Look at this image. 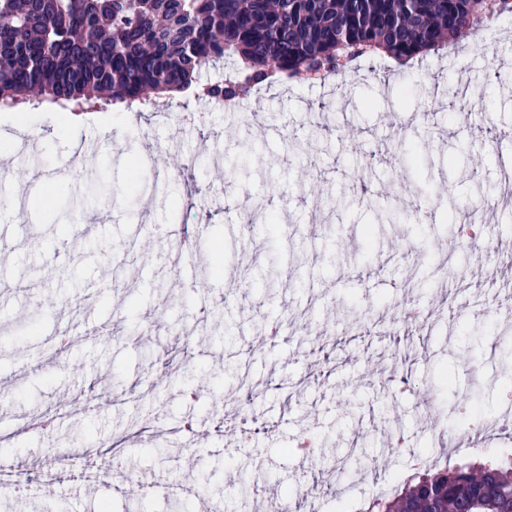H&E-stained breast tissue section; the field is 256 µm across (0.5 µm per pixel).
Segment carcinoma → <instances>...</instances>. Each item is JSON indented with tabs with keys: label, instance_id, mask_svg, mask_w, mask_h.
Masks as SVG:
<instances>
[{
	"label": "carcinoma",
	"instance_id": "1",
	"mask_svg": "<svg viewBox=\"0 0 512 512\" xmlns=\"http://www.w3.org/2000/svg\"><path fill=\"white\" fill-rule=\"evenodd\" d=\"M508 0H0V107L37 95L80 112L105 94L128 112L199 85L241 102L275 79L342 77L383 51L439 50ZM226 60L235 69L198 84ZM364 512H512V458L432 465Z\"/></svg>",
	"mask_w": 512,
	"mask_h": 512
}]
</instances>
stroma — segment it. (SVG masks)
I'll list each match as a JSON object with an SVG mask.
<instances>
[{
	"label": "stroma",
	"instance_id": "35a3bbf8",
	"mask_svg": "<svg viewBox=\"0 0 512 512\" xmlns=\"http://www.w3.org/2000/svg\"><path fill=\"white\" fill-rule=\"evenodd\" d=\"M495 71L512 85V17L442 55L402 66L382 54L347 83L278 85L239 112L176 95L137 117L104 100L64 131L60 113L29 103L0 111L10 148L0 192L27 225L0 239V429L10 434L0 452L40 470L53 449L72 448L95 468L100 449L118 447L151 494L125 493L119 477L87 485L78 469L63 491L82 512H279L302 495L316 512H355L383 484L403 487L432 450L426 401L451 426L473 391L479 422L501 415L512 404L501 371L512 362V285L448 221L453 205L498 246L512 239V198L500 193L512 96L490 87ZM461 82L494 93L483 139L424 109L437 86ZM389 99L413 118L405 132L383 116ZM199 109L204 125L181 122ZM21 117L35 132L24 145ZM347 124L358 138H343ZM90 131L94 154L80 149ZM366 153L372 164L359 168ZM188 155L203 161L198 194ZM53 161L64 193L44 202L31 177ZM365 190L376 206L360 202ZM398 198L409 220L383 223ZM260 207L278 222L249 223ZM193 224L206 230L176 269V230ZM63 247L72 259L60 266ZM240 279L247 288L225 299ZM446 285L445 314L419 330L402 323L405 301L434 307ZM63 333L78 340L57 358ZM241 376L258 389L246 407ZM38 416L49 428L25 430Z\"/></svg>",
	"mask_w": 512,
	"mask_h": 512
}]
</instances>
